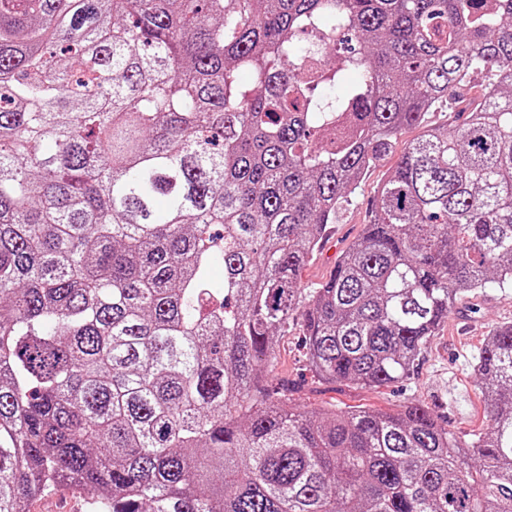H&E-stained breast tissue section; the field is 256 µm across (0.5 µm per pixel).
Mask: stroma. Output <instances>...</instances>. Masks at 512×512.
Instances as JSON below:
<instances>
[{
	"label": "stroma",
	"instance_id": "stroma-1",
	"mask_svg": "<svg viewBox=\"0 0 512 512\" xmlns=\"http://www.w3.org/2000/svg\"><path fill=\"white\" fill-rule=\"evenodd\" d=\"M420 135L417 128L404 131L392 152L368 171L351 204L343 207L321 248L302 269V288L316 287L328 278L336 261L368 223L372 200L405 146ZM465 304L464 311L450 313L431 336L404 381L361 387L318 378L306 361L302 325L297 319L277 338L270 377L273 384H287L293 403L306 411L364 407L390 412L406 400L417 399L447 421L457 436L470 439L486 426V404L474 376L473 357L492 327L512 322V290L489 288L470 296Z\"/></svg>",
	"mask_w": 512,
	"mask_h": 512
}]
</instances>
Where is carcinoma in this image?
<instances>
[{"mask_svg": "<svg viewBox=\"0 0 512 512\" xmlns=\"http://www.w3.org/2000/svg\"><path fill=\"white\" fill-rule=\"evenodd\" d=\"M481 4L0 0V512L63 484L95 512H512V322L468 441L266 375L299 316L319 377L403 380L459 300L512 288V0ZM474 74L302 292L366 172ZM486 84L487 82L481 75L474 76V79H471L470 82H466L465 85L456 91L455 103H453L452 110L448 111L447 106L446 108L432 112L428 120L429 124L433 126L448 125V127L460 125L467 115L468 101L480 95Z\"/></svg>", "mask_w": 512, "mask_h": 512, "instance_id": "carcinoma-1", "label": "carcinoma"}]
</instances>
